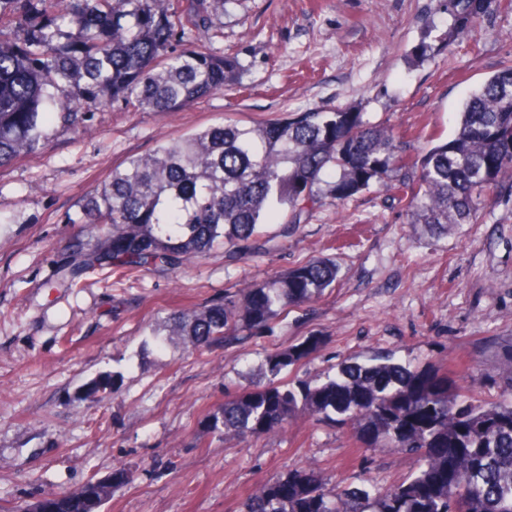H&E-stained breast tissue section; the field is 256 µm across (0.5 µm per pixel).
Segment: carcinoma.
Wrapping results in <instances>:
<instances>
[{
  "instance_id": "carcinoma-1",
  "label": "carcinoma",
  "mask_w": 512,
  "mask_h": 512,
  "mask_svg": "<svg viewBox=\"0 0 512 512\" xmlns=\"http://www.w3.org/2000/svg\"><path fill=\"white\" fill-rule=\"evenodd\" d=\"M230 0H0V168L41 148L47 127L74 132L101 108L123 102L142 112H178L241 84L239 59L212 38ZM512 11V0H439L447 38L478 17ZM186 43L180 51L172 43ZM380 185L404 202L410 223L434 235L472 224L494 190L512 191V58L463 103L453 136L410 161L403 135L348 109L314 110L246 125L235 120L163 138L150 153L112 169L85 196L69 224L91 239L69 246L50 289L70 290L83 273L125 277L191 265L214 247L249 253L266 224H281V246L326 194L337 200ZM336 264L316 259L256 288L202 308L177 307L164 331L194 351L239 344L336 281ZM322 337L307 336L268 355L260 378L224 388L204 420L222 439L288 429L301 413L348 426L357 439L416 458L408 477L386 488L331 484L295 470L249 494L241 512H512V401L459 400L438 367L392 356L351 358L333 373L286 381ZM108 374L84 386L99 402ZM78 493L99 512L112 493L95 477Z\"/></svg>"
}]
</instances>
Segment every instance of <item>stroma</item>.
Segmentation results:
<instances>
[{"instance_id": "stroma-1", "label": "stroma", "mask_w": 512, "mask_h": 512, "mask_svg": "<svg viewBox=\"0 0 512 512\" xmlns=\"http://www.w3.org/2000/svg\"><path fill=\"white\" fill-rule=\"evenodd\" d=\"M447 29L436 0H233L213 45L237 53L242 88L167 114L115 104L83 133L49 127L39 153L0 168V512H23L116 467L129 481L101 512H238L259 482L299 468L380 487L407 477L411 456L306 415L277 434L194 445L225 385L304 336L324 339L309 372L391 354L447 369L463 400L512 397L501 374L512 353L510 195L439 237L409 224L392 192L327 195L284 249L271 224L267 249L245 257L218 248L176 274L94 271L82 289L45 287L81 230L68 216L114 166L161 138L227 118L354 108L402 133L406 155L420 158L431 136L454 132L462 101L512 54V12H492L449 50L412 61L425 32ZM321 257L336 264L335 283L263 335L204 353L157 345L170 309L223 301L225 290ZM105 373L115 393L85 400L84 385Z\"/></svg>"}]
</instances>
